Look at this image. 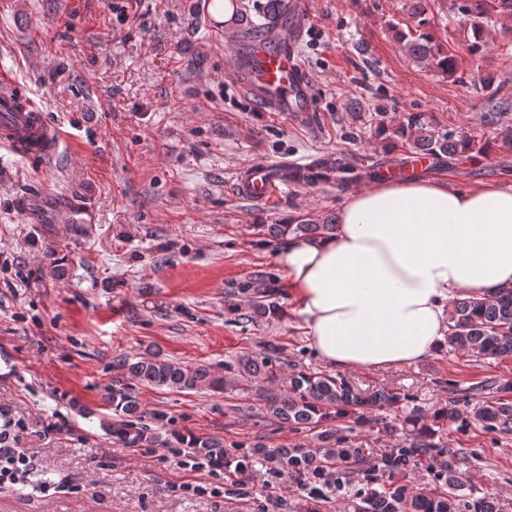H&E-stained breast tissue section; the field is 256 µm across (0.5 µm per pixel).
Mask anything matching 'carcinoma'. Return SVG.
I'll return each mask as SVG.
<instances>
[{
	"mask_svg": "<svg viewBox=\"0 0 512 512\" xmlns=\"http://www.w3.org/2000/svg\"><path fill=\"white\" fill-rule=\"evenodd\" d=\"M414 27L398 31L399 41L416 61H428L444 74L456 71V59L444 52L428 29L427 0H410ZM470 17L473 42L470 49H480L484 38L481 0H467L461 5ZM422 113H413L407 122L395 129L382 127L381 133L391 140L390 146L405 145L408 130L418 129L413 149L450 159L457 155L487 147H476L475 138L450 130L440 133L428 128ZM335 229L326 218L316 224L299 219L294 224H264L262 232L272 238L286 235L327 237ZM246 320L255 317L275 319L283 315L278 290L257 288ZM448 347L471 359L512 356V286L500 288L492 299L472 296L457 298L448 310ZM278 343L265 341L261 350L240 354L224 363V374L204 364H178L154 355L135 361L128 357L117 360L122 375L139 384L177 391H230L254 394L263 402V420L287 424L297 431L320 429L317 445H296L292 448H270L264 444L251 447L243 457L224 447V442L193 434H179L178 441L194 456L226 472H243L246 460L271 463L301 477L325 479L334 467L348 470L361 478V487L354 489L348 507L352 512H504L499 498L486 494L477 499L461 493L464 473L453 459H467L464 449L441 448L430 442L444 426L460 417L456 406L450 405L425 412L409 406L410 397L398 391L381 389L366 392L344 377L311 372L288 365ZM115 420L109 425L112 437L130 448H153L161 444L159 433L142 422L145 411L138 392L131 387H114L109 396ZM394 414L381 421L379 412ZM350 420L359 426L383 423L385 431L403 430L410 442L389 449L380 459L356 448L349 440L336 435L335 423ZM467 425L488 431L512 432V383L495 389V394L479 401L469 412ZM421 465L431 471V482L414 485L408 470Z\"/></svg>",
	"mask_w": 512,
	"mask_h": 512,
	"instance_id": "cac0c4a2",
	"label": "carcinoma"
}]
</instances>
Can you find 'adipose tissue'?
Masks as SVG:
<instances>
[{
  "label": "adipose tissue",
  "instance_id": "ef3b65f1",
  "mask_svg": "<svg viewBox=\"0 0 512 512\" xmlns=\"http://www.w3.org/2000/svg\"><path fill=\"white\" fill-rule=\"evenodd\" d=\"M274 262L322 362L410 367L444 344L451 300L512 285V189L381 180L349 195L331 236L287 237Z\"/></svg>",
  "mask_w": 512,
  "mask_h": 512
}]
</instances>
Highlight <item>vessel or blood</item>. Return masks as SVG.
<instances>
[{
    "instance_id": "b4317fda",
    "label": "vessel or blood",
    "mask_w": 512,
    "mask_h": 512,
    "mask_svg": "<svg viewBox=\"0 0 512 512\" xmlns=\"http://www.w3.org/2000/svg\"><path fill=\"white\" fill-rule=\"evenodd\" d=\"M289 23H273L253 37L243 54L234 57L232 79L266 112L297 113L307 117L316 110V98L295 56L294 46L303 33L304 0H289ZM22 111H15V103ZM0 109L7 120L0 122V144L32 158H45L59 143L55 130L30 100L20 99L18 86L9 77L0 78ZM268 166L261 165L237 182L242 197L261 202L272 196L277 186L268 176Z\"/></svg>"
}]
</instances>
